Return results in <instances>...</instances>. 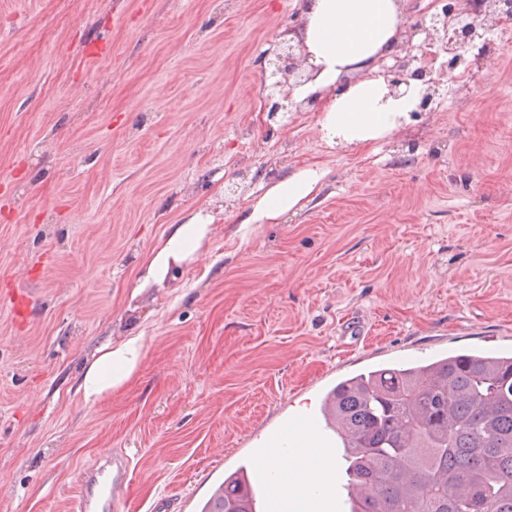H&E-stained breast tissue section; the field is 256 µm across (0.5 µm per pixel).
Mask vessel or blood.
<instances>
[{
	"instance_id": "obj_1",
	"label": "vessel or blood",
	"mask_w": 512,
	"mask_h": 512,
	"mask_svg": "<svg viewBox=\"0 0 512 512\" xmlns=\"http://www.w3.org/2000/svg\"><path fill=\"white\" fill-rule=\"evenodd\" d=\"M130 467L128 456L120 453L88 468L72 512H91L95 507L101 512H120L123 502L118 496V489L126 483Z\"/></svg>"
}]
</instances>
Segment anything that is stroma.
Instances as JSON below:
<instances>
[{
	"label": "stroma",
	"mask_w": 512,
	"mask_h": 512,
	"mask_svg": "<svg viewBox=\"0 0 512 512\" xmlns=\"http://www.w3.org/2000/svg\"><path fill=\"white\" fill-rule=\"evenodd\" d=\"M295 0H0V512H69L89 465L132 459L125 512H200L342 379L512 351V41L467 57L430 111L360 150L320 141V103L262 112L260 60ZM306 164L327 175L275 224L239 220ZM203 262L135 294L188 213ZM360 322L366 336H346ZM146 338L87 406L95 350Z\"/></svg>",
	"instance_id": "stroma-1"
}]
</instances>
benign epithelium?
Masks as SVG:
<instances>
[{"mask_svg":"<svg viewBox=\"0 0 512 512\" xmlns=\"http://www.w3.org/2000/svg\"><path fill=\"white\" fill-rule=\"evenodd\" d=\"M496 16L499 22L512 17V0H448L441 12L417 14L415 21L404 26V41L400 53L392 56L393 63L380 61L389 95L399 97L410 90L412 82L425 86L416 107L418 112L431 109L438 89L455 81L454 72L466 60L475 46V40L488 30L486 21ZM422 34V42L413 43ZM448 56L439 68L434 64L441 55ZM303 61L295 48L281 43L261 63V87L264 112L274 119L281 112L291 111L293 103L289 87L307 81L300 73Z\"/></svg>","mask_w":512,"mask_h":512,"instance_id":"7a95c632","label":"benign epithelium"}]
</instances>
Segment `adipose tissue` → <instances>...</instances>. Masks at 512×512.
<instances>
[{
	"instance_id": "ef3b65f1",
	"label": "adipose tissue",
	"mask_w": 512,
	"mask_h": 512,
	"mask_svg": "<svg viewBox=\"0 0 512 512\" xmlns=\"http://www.w3.org/2000/svg\"><path fill=\"white\" fill-rule=\"evenodd\" d=\"M403 0H304L299 31H279L277 40L300 43L308 79L292 89L300 104L321 100L320 134L329 147L364 146L383 140L408 121L419 98V86L402 97L389 96L377 60L395 53L400 40ZM323 168L305 165L271 185L246 212L244 224H273L320 189ZM214 217L202 211L172 224L142 263L141 287L163 286L171 268L199 262ZM144 336L99 347L87 362L78 385L84 404L96 405L119 390L141 367ZM292 438L299 451L274 452L268 461L275 487L303 512H320L315 487H329L327 467L313 456L316 436L302 429Z\"/></svg>"
}]
</instances>
